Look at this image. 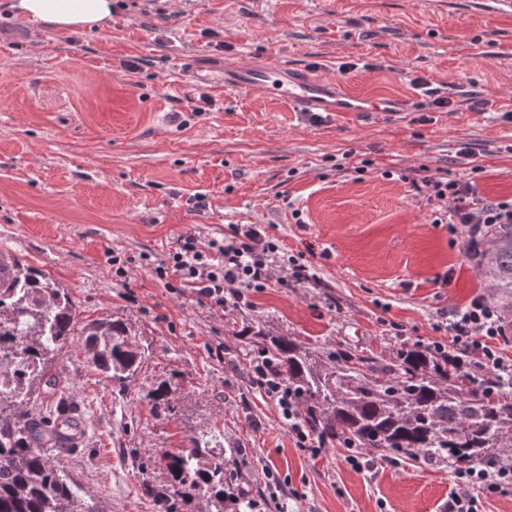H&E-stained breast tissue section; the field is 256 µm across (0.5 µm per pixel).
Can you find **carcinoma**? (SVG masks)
<instances>
[{"label": "carcinoma", "mask_w": 512, "mask_h": 512, "mask_svg": "<svg viewBox=\"0 0 512 512\" xmlns=\"http://www.w3.org/2000/svg\"><path fill=\"white\" fill-rule=\"evenodd\" d=\"M473 258L511 320L512 224L487 228ZM79 324L85 362L124 387L145 360L128 325L110 315L82 321L45 272L0 253V512H108L52 454L76 435L77 407L60 397L51 420L36 417L33 408L38 396L58 393L62 380L52 370ZM236 335L276 362L323 439L385 457L416 453L457 468L512 456V377L488 376L463 355L403 342L385 360L350 348L321 352L253 325ZM148 398L156 411L169 409L167 383ZM239 453L216 434L195 435L166 455L168 486L147 483L144 492L160 512H256L258 500L241 487Z\"/></svg>", "instance_id": "1"}]
</instances>
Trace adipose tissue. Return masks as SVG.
I'll return each mask as SVG.
<instances>
[{
	"instance_id": "adipose-tissue-1",
	"label": "adipose tissue",
	"mask_w": 512,
	"mask_h": 512,
	"mask_svg": "<svg viewBox=\"0 0 512 512\" xmlns=\"http://www.w3.org/2000/svg\"><path fill=\"white\" fill-rule=\"evenodd\" d=\"M23 17L65 31L103 28L112 17V0H11Z\"/></svg>"
}]
</instances>
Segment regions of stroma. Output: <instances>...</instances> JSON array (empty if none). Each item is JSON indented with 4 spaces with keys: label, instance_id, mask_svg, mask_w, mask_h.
<instances>
[{
    "label": "stroma",
    "instance_id": "obj_1",
    "mask_svg": "<svg viewBox=\"0 0 512 512\" xmlns=\"http://www.w3.org/2000/svg\"><path fill=\"white\" fill-rule=\"evenodd\" d=\"M269 57L396 100L402 115L315 123L285 100L217 92L225 60ZM345 63L353 71L339 74ZM418 77L456 111L415 112ZM202 93L214 104L199 112ZM510 104L512 18L492 0H114L98 32L53 30L0 0V251L46 272L82 319L125 320L146 355L121 390L71 337L56 369L83 433L64 467L107 512H156L141 481L167 484L163 455L215 431L244 449V487L264 512H442L446 464L405 455L355 470L336 443L315 459L296 448L234 326L386 357L404 340L447 339L449 313L490 290L464 235L435 223L413 182L425 167L461 173L469 143L482 193L511 199L512 123L495 117ZM237 224L266 228L315 282L220 311L155 279L152 261L179 235ZM163 380L167 414L147 399Z\"/></svg>",
    "mask_w": 512,
    "mask_h": 512
}]
</instances>
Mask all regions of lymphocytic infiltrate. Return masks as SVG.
Masks as SVG:
<instances>
[{
    "label": "lymphocytic infiltrate",
    "mask_w": 512,
    "mask_h": 512,
    "mask_svg": "<svg viewBox=\"0 0 512 512\" xmlns=\"http://www.w3.org/2000/svg\"><path fill=\"white\" fill-rule=\"evenodd\" d=\"M460 155L470 161L469 172L451 178L426 175L420 189L439 201L441 213L435 221L464 234L469 245L490 225L512 224V199L492 201L482 195L475 179L481 170L474 164L469 146ZM153 273L158 280L173 281V290L194 293L211 308H223L228 301H242L246 294L259 292L271 283H307L314 275L309 267L287 257L268 233L256 225L233 227L230 234L200 244L195 234L179 236L165 259L157 261ZM449 341L435 342L438 350H452L466 356L474 367L488 374L512 375V361L503 356V318L496 305L477 297L448 317ZM256 384L277 407L288 424L297 448L311 457L324 451L323 440L304 423L298 404L271 359L258 357L251 363ZM453 486L444 512H484V500L512 495V459L486 457L468 468L452 470Z\"/></svg>",
    "instance_id": "obj_1"
}]
</instances>
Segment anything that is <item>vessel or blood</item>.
Segmentation results:
<instances>
[{
    "label": "vessel or blood",
    "instance_id": "obj_1",
    "mask_svg": "<svg viewBox=\"0 0 512 512\" xmlns=\"http://www.w3.org/2000/svg\"><path fill=\"white\" fill-rule=\"evenodd\" d=\"M224 87L238 93L258 92L282 98L303 112H342L353 116L365 112L385 116L392 113L390 107L378 102L337 99L333 79L289 68L277 60L225 64Z\"/></svg>",
    "mask_w": 512,
    "mask_h": 512
}]
</instances>
